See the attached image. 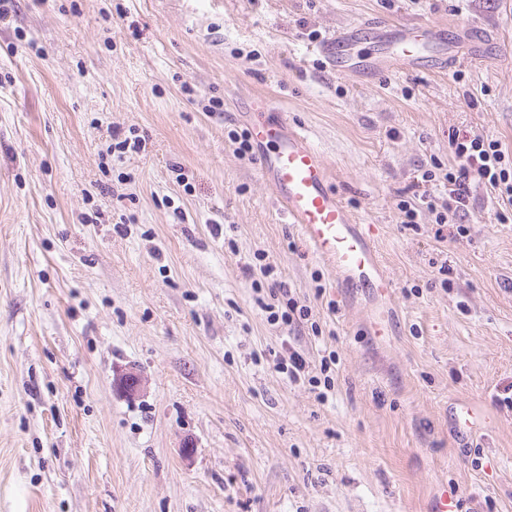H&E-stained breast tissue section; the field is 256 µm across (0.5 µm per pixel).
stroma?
<instances>
[{"label":"stroma","instance_id":"35a3bbf8","mask_svg":"<svg viewBox=\"0 0 512 512\" xmlns=\"http://www.w3.org/2000/svg\"><path fill=\"white\" fill-rule=\"evenodd\" d=\"M0 21V512H512V220L397 204L449 134L512 156V0H8ZM377 18L448 25L445 72L339 74L312 47ZM490 59L468 60L474 40ZM193 94H186L184 86ZM222 111H207L209 99ZM267 100L305 132L394 283L281 222L227 133ZM146 139L113 156L111 130ZM264 254L323 334L272 325ZM451 272L440 285L441 264ZM323 296H316V286ZM336 357L327 400L270 354ZM136 378L129 391L127 378ZM466 406L482 423L457 428Z\"/></svg>","mask_w":512,"mask_h":512}]
</instances>
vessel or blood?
<instances>
[{"label":"vessel or blood","mask_w":512,"mask_h":512,"mask_svg":"<svg viewBox=\"0 0 512 512\" xmlns=\"http://www.w3.org/2000/svg\"><path fill=\"white\" fill-rule=\"evenodd\" d=\"M316 51L341 74L418 70L431 62L444 71L457 59L448 48L447 27L378 19L337 30ZM250 131L260 176L273 190L282 220L297 226L315 259L335 269L338 287L391 298L394 285L374 246L373 226L356 222L308 136L264 100Z\"/></svg>","instance_id":"obj_1"}]
</instances>
